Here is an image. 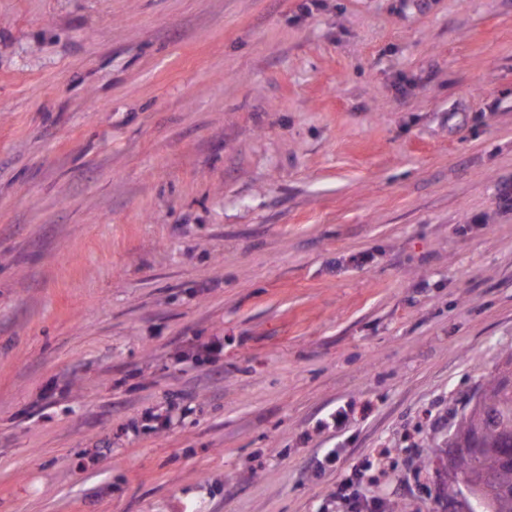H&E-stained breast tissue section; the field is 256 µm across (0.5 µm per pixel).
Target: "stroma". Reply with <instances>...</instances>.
Returning a JSON list of instances; mask_svg holds the SVG:
<instances>
[{
    "label": "stroma",
    "instance_id": "obj_1",
    "mask_svg": "<svg viewBox=\"0 0 512 512\" xmlns=\"http://www.w3.org/2000/svg\"><path fill=\"white\" fill-rule=\"evenodd\" d=\"M511 352L512 0H0V512H449Z\"/></svg>",
    "mask_w": 512,
    "mask_h": 512
}]
</instances>
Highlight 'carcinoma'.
Listing matches in <instances>:
<instances>
[{
  "label": "carcinoma",
  "mask_w": 512,
  "mask_h": 512,
  "mask_svg": "<svg viewBox=\"0 0 512 512\" xmlns=\"http://www.w3.org/2000/svg\"><path fill=\"white\" fill-rule=\"evenodd\" d=\"M458 441L479 439L480 459L467 454L457 458L460 474L469 473L474 464L490 472L493 482L486 495L489 512H512V388H505L492 375L483 386L482 402L463 414L452 432Z\"/></svg>",
  "instance_id": "obj_1"
}]
</instances>
